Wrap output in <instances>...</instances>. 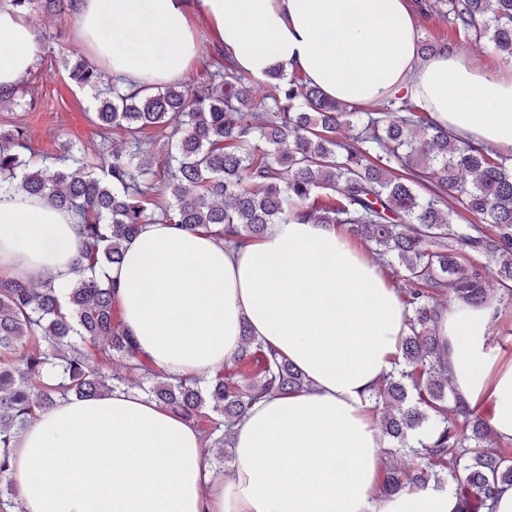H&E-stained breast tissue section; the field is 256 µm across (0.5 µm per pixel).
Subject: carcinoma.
I'll return each mask as SVG.
<instances>
[{
  "mask_svg": "<svg viewBox=\"0 0 512 512\" xmlns=\"http://www.w3.org/2000/svg\"><path fill=\"white\" fill-rule=\"evenodd\" d=\"M75 0H9L31 17L71 11ZM422 14L448 16L464 41L420 42L422 57L456 52L491 35L512 59V0H416ZM204 65L224 82L163 87L109 83L94 64H65L76 83L98 92L97 126L128 148L96 161L50 169L28 155L24 128L0 126V187L46 197L76 216L82 261L66 296L50 280L0 283V478L12 441L37 413L68 395L91 397L138 382L150 399L198 425L204 459L224 458L235 425L253 403L309 388L303 372L243 330L234 364L260 354L253 376L229 368L205 387L156 370L125 332L104 270L142 224L204 229L235 246L287 218L343 224L373 246L377 262L402 277L406 333L392 372L370 391L383 405L392 440L381 494L455 484L460 512H493L499 488L512 486V446L500 445L488 419L452 392L436 321L442 296L486 301L481 272L461 263L469 251L493 259L512 293V170L493 150L458 141L411 99L381 108L328 98L302 76L274 70L263 80L237 72L223 51ZM471 216L458 223L461 213ZM57 370L54 382L46 369ZM429 441L409 435L432 418Z\"/></svg>",
  "mask_w": 512,
  "mask_h": 512,
  "instance_id": "1",
  "label": "carcinoma"
}]
</instances>
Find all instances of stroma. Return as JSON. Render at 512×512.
<instances>
[{"mask_svg":"<svg viewBox=\"0 0 512 512\" xmlns=\"http://www.w3.org/2000/svg\"><path fill=\"white\" fill-rule=\"evenodd\" d=\"M35 23L42 38L36 49V68L22 82L27 96L15 105L0 108V124L23 126L30 146L41 157L57 156L69 147L74 154L90 159L99 151L112 149L113 141L101 139L92 122L93 91L79 88L64 67L65 61L86 55L73 33L71 13L43 15ZM470 260L482 265L484 285L499 310L489 348L492 353L512 356V301L500 296L495 264L476 254Z\"/></svg>","mask_w":512,"mask_h":512,"instance_id":"35a3bbf8","label":"stroma"}]
</instances>
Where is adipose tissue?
<instances>
[{"mask_svg":"<svg viewBox=\"0 0 512 512\" xmlns=\"http://www.w3.org/2000/svg\"><path fill=\"white\" fill-rule=\"evenodd\" d=\"M199 9L239 71L296 72L357 107L404 91L458 140L512 155V68L461 53L420 59L412 0H199ZM72 22L112 75L140 85L183 81L198 59L187 0H78ZM119 38L136 54L116 49ZM36 39L23 12L0 6V86L34 71ZM124 247L105 273L126 332L158 370L216 375L247 328L310 387L253 404L227 476L207 468L193 423L142 394L59 400L13 441L24 512H458L449 488L379 492L383 444L367 395L393 367L404 310L345 230L291 220L230 250L203 230L144 224ZM83 250L69 212L0 192V279L66 290ZM498 318L495 304L457 299L437 334L456 395L489 406L495 433L512 442V357L487 346Z\"/></svg>","mask_w":512,"mask_h":512,"instance_id":"obj_1","label":"adipose tissue"}]
</instances>
